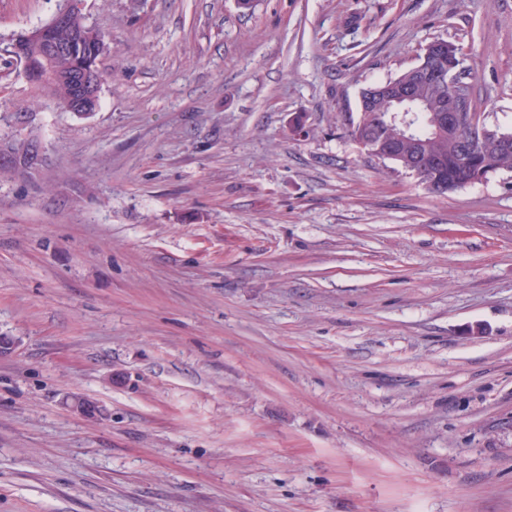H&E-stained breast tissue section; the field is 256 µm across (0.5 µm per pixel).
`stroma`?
<instances>
[{
  "label": "stroma",
  "instance_id": "35a3bbf8",
  "mask_svg": "<svg viewBox=\"0 0 512 512\" xmlns=\"http://www.w3.org/2000/svg\"><path fill=\"white\" fill-rule=\"evenodd\" d=\"M86 18L91 114L0 60L43 157L0 171V512H512V172L438 194L351 135L438 39L512 128V0Z\"/></svg>",
  "mask_w": 512,
  "mask_h": 512
}]
</instances>
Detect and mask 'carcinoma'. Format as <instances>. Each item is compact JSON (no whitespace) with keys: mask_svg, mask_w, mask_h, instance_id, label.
Listing matches in <instances>:
<instances>
[{"mask_svg":"<svg viewBox=\"0 0 512 512\" xmlns=\"http://www.w3.org/2000/svg\"><path fill=\"white\" fill-rule=\"evenodd\" d=\"M59 41L65 44H73L82 48V51L90 53L102 47H108L106 35L100 30L86 23V16L77 14L71 19L70 25L57 33ZM27 57L34 68H39L45 76L43 82L35 85V88L51 96L62 108H67L71 103V97L75 92L66 82L67 75L77 65L78 58L69 55H61L52 67L44 66L36 46L26 48ZM407 72H402L394 78L372 85L373 93L370 103L365 106L368 115L363 119V124L356 125L353 130L354 139L357 141L368 140L370 148H375L380 140L392 135L393 130L387 128L391 124V115L396 111V104L391 99L390 92L393 83L402 81ZM424 98L427 101L428 111L416 113L413 119L415 127L414 140L402 146L401 156L395 160V164L402 167L420 154L423 161L431 163L439 160L443 165V175L435 177L437 171L421 179V182L434 191H440L439 182L448 184L445 191H455L466 186L463 179L466 178L464 163L460 160L456 144L448 139V133H436L428 123L430 112L439 109L442 104L440 95L432 87L423 89ZM502 129L495 127L492 132L483 136L476 144V156L485 166V174L498 171L512 172V153H505L500 149L498 133ZM41 146L38 139L27 138L17 144L8 146V152L0 155L13 165H21L24 169H34L42 162L40 154Z\"/></svg>","mask_w":512,"mask_h":512,"instance_id":"1","label":"carcinoma"}]
</instances>
